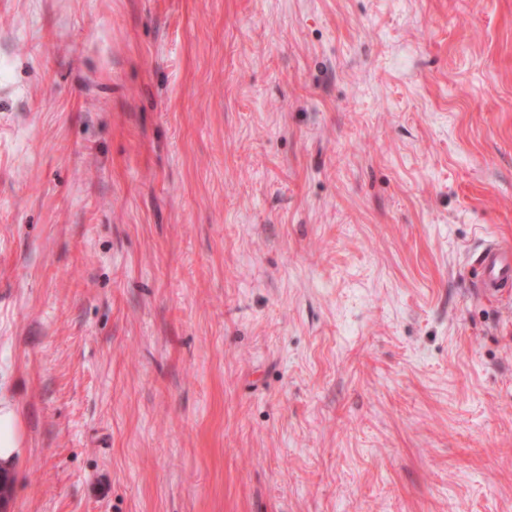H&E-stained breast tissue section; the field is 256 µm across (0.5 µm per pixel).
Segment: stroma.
Returning <instances> with one entry per match:
<instances>
[{
    "instance_id": "stroma-1",
    "label": "stroma",
    "mask_w": 512,
    "mask_h": 512,
    "mask_svg": "<svg viewBox=\"0 0 512 512\" xmlns=\"http://www.w3.org/2000/svg\"><path fill=\"white\" fill-rule=\"evenodd\" d=\"M512 0H0L6 512H512ZM472 262L483 271L479 288L487 294L497 295L512 288V252L489 243L472 253ZM18 448L14 413L7 406H0V466L3 469H10Z\"/></svg>"
}]
</instances>
